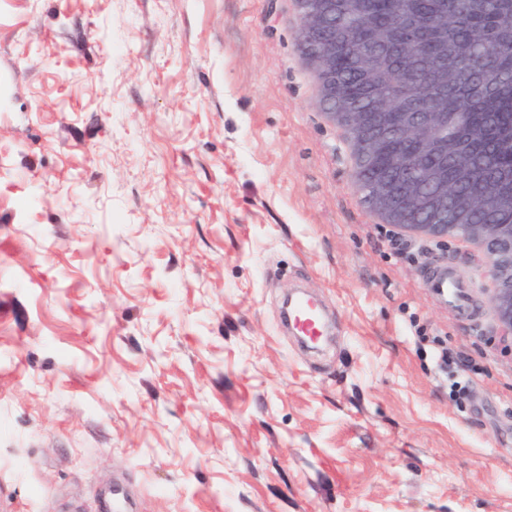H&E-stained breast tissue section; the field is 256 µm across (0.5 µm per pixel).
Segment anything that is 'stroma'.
<instances>
[{"label": "stroma", "mask_w": 512, "mask_h": 512, "mask_svg": "<svg viewBox=\"0 0 512 512\" xmlns=\"http://www.w3.org/2000/svg\"><path fill=\"white\" fill-rule=\"evenodd\" d=\"M298 25L0 0V512H512L483 263L375 220ZM446 253L476 319L425 286ZM298 285L317 353L281 327Z\"/></svg>", "instance_id": "35a3bbf8"}]
</instances>
